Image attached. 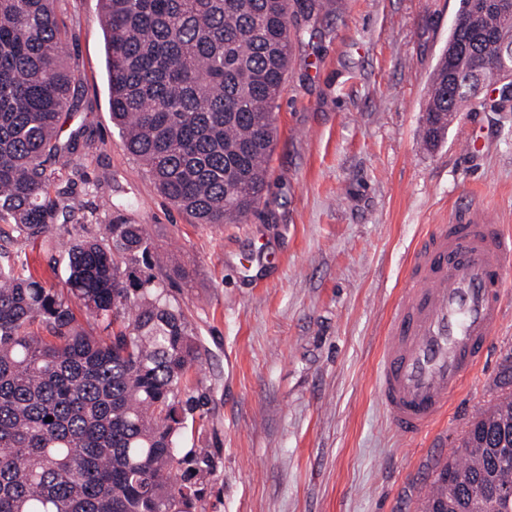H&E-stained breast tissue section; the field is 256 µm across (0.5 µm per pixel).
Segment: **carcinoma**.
<instances>
[{"instance_id": "cac0c4a2", "label": "carcinoma", "mask_w": 512, "mask_h": 512, "mask_svg": "<svg viewBox=\"0 0 512 512\" xmlns=\"http://www.w3.org/2000/svg\"><path fill=\"white\" fill-rule=\"evenodd\" d=\"M56 0H0V220L47 253L65 248L55 288L0 263V512H192L212 460L177 439L204 405L190 373L194 329L157 282L142 224L106 236L53 237L75 207L50 188L88 146L63 134L77 73ZM112 124L123 149L199 224H243L263 198L274 142L271 104L316 0H99ZM479 63L512 79V14L461 0ZM473 68L437 65L422 128L448 113L502 110ZM84 315L104 331L85 329ZM51 416L53 421L45 418ZM477 465L460 469L458 460ZM445 494L423 512H512V394L476 416L437 473Z\"/></svg>"}]
</instances>
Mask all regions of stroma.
I'll return each instance as SVG.
<instances>
[{
	"mask_svg": "<svg viewBox=\"0 0 512 512\" xmlns=\"http://www.w3.org/2000/svg\"><path fill=\"white\" fill-rule=\"evenodd\" d=\"M272 104L268 188L244 224H196L125 152L110 114L98 0H56L93 144L55 184L93 223L145 225L170 299L192 323L207 396L180 439L212 468L195 512H421L470 420L512 394V280L472 381L428 434L402 443L375 387L413 248L468 204L512 231V109L464 112L437 147L420 135L430 76L459 0H320ZM478 140L464 153L465 133ZM25 272L62 287L66 255L22 242Z\"/></svg>",
	"mask_w": 512,
	"mask_h": 512,
	"instance_id": "35a3bbf8",
	"label": "stroma"
}]
</instances>
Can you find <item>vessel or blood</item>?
<instances>
[{"mask_svg":"<svg viewBox=\"0 0 512 512\" xmlns=\"http://www.w3.org/2000/svg\"><path fill=\"white\" fill-rule=\"evenodd\" d=\"M512 234L491 211L433 225L413 252L388 320L379 398L401 441L422 437L482 363L503 320Z\"/></svg>","mask_w":512,"mask_h":512,"instance_id":"obj_1","label":"vessel or blood"}]
</instances>
